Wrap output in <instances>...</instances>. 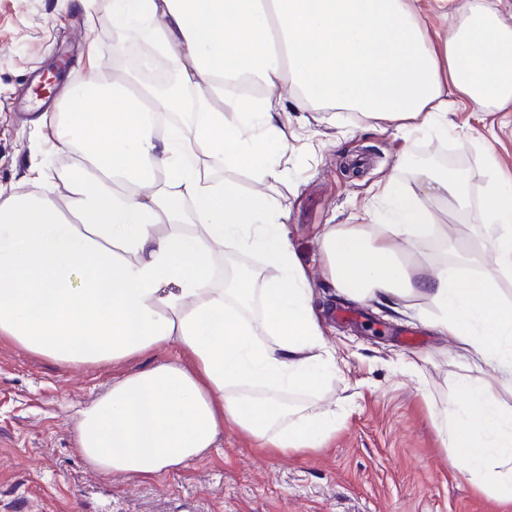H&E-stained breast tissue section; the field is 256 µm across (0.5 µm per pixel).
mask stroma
Returning a JSON list of instances; mask_svg holds the SVG:
<instances>
[{
  "label": "stroma",
  "instance_id": "1",
  "mask_svg": "<svg viewBox=\"0 0 512 512\" xmlns=\"http://www.w3.org/2000/svg\"><path fill=\"white\" fill-rule=\"evenodd\" d=\"M112 0H0V190L24 189L41 160L50 175L66 155L42 156L65 88L112 75ZM299 137L280 157L283 181L270 184L288 213L295 253L322 306L324 342L345 360L344 378L320 396L291 394L295 408L335 404L343 418L325 448L280 453L225 427L203 459L139 478L104 474L80 456L78 410L113 382L148 364L78 363L66 368L0 340V512H506L478 491L445 446L439 423L461 404L454 380L466 369L452 338L411 313L341 293L322 260L318 235L348 223L367 185L396 172L415 190L413 163L464 170L470 204H431L449 236L468 228L483 252L494 229L474 221L488 181L487 156L512 175V112L458 106L448 133L380 130L359 112L321 104L298 111L285 97ZM415 371L405 370L404 362Z\"/></svg>",
  "mask_w": 512,
  "mask_h": 512
}]
</instances>
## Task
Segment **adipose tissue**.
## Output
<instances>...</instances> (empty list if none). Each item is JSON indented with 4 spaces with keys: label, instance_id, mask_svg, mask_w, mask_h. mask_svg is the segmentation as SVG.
<instances>
[{
    "label": "adipose tissue",
    "instance_id": "1",
    "mask_svg": "<svg viewBox=\"0 0 512 512\" xmlns=\"http://www.w3.org/2000/svg\"><path fill=\"white\" fill-rule=\"evenodd\" d=\"M418 0H112V24H144L177 72L200 92L188 131L158 133V110L178 93L130 81L67 89L54 148L77 165L47 180L28 168L27 190L0 192V339L51 358L121 363L177 343L186 361L142 368L79 412L77 446L105 474L151 478L204 457L225 426L281 452L324 448L335 410L289 416L285 395L315 393L343 368L323 340L311 281L294 252L287 216L268 199L282 180L279 153L295 136L276 92L356 109L379 127L448 128L449 96L473 108L512 110V18L496 0H435L456 15L450 36L432 32ZM252 77L258 97L225 98L224 82ZM223 108L209 105L211 98ZM249 167L243 191L215 181L208 161ZM419 190L381 180L354 223L328 224L323 260L340 291L396 300L456 340L468 371L463 406L440 423L442 439L479 488L512 503V304L495 279L417 260L447 238L428 203L466 202L465 175L424 165ZM496 236L493 262L512 273V179L492 177L476 213ZM260 257L271 275L236 274L221 287L225 248ZM260 298L262 315L246 307ZM497 365L498 375L487 373Z\"/></svg>",
    "mask_w": 512,
    "mask_h": 512
}]
</instances>
